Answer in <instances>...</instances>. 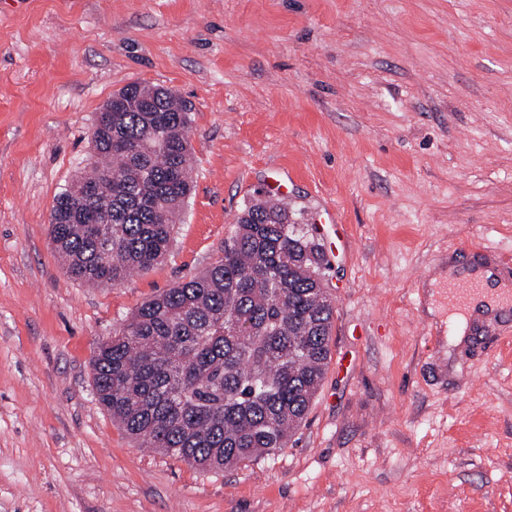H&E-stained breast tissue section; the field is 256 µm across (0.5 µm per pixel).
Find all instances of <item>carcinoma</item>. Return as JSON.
<instances>
[{
    "label": "carcinoma",
    "instance_id": "carcinoma-1",
    "mask_svg": "<svg viewBox=\"0 0 512 512\" xmlns=\"http://www.w3.org/2000/svg\"><path fill=\"white\" fill-rule=\"evenodd\" d=\"M191 108L132 83L93 126L98 160L57 195L66 275L117 286L169 252L192 192ZM315 228L257 198L203 274L143 303L93 360L98 403L133 440L218 471L287 447L325 376L336 312Z\"/></svg>",
    "mask_w": 512,
    "mask_h": 512
}]
</instances>
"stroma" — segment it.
I'll list each match as a JSON object with an SVG mask.
<instances>
[{
  "label": "stroma",
  "instance_id": "obj_1",
  "mask_svg": "<svg viewBox=\"0 0 512 512\" xmlns=\"http://www.w3.org/2000/svg\"><path fill=\"white\" fill-rule=\"evenodd\" d=\"M138 82L191 106L193 190L165 259L95 288L50 216ZM280 185L330 250L305 424L217 472L138 447L98 342ZM479 245L512 253V0H0V512H512V313L428 335L431 279Z\"/></svg>",
  "mask_w": 512,
  "mask_h": 512
}]
</instances>
